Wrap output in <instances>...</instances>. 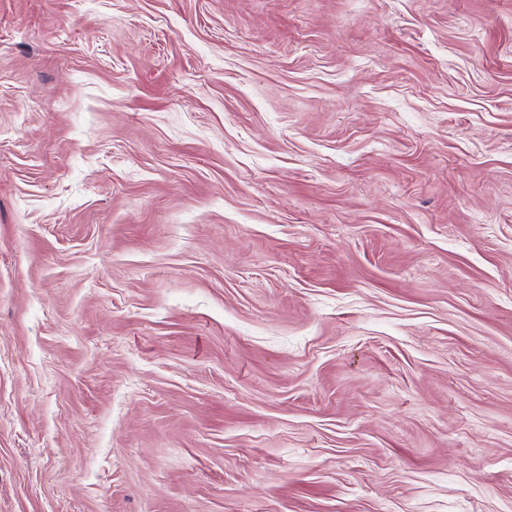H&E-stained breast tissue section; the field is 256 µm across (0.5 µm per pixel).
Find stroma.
I'll return each instance as SVG.
<instances>
[{
	"instance_id": "obj_1",
	"label": "stroma",
	"mask_w": 512,
	"mask_h": 512,
	"mask_svg": "<svg viewBox=\"0 0 512 512\" xmlns=\"http://www.w3.org/2000/svg\"><path fill=\"white\" fill-rule=\"evenodd\" d=\"M0 512H512V0H0Z\"/></svg>"
}]
</instances>
